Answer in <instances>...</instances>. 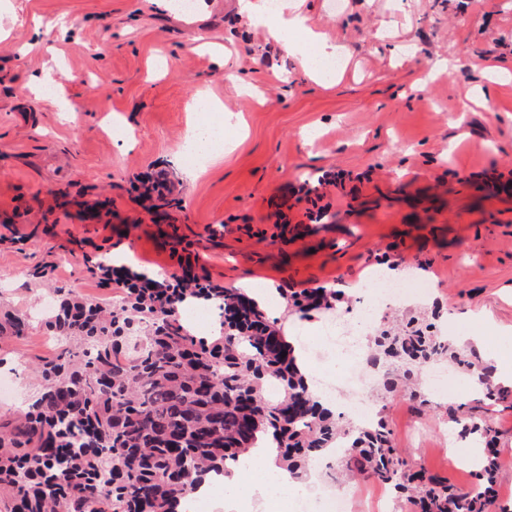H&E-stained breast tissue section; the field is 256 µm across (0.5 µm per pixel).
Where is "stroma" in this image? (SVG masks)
<instances>
[{"label": "stroma", "instance_id": "1", "mask_svg": "<svg viewBox=\"0 0 512 512\" xmlns=\"http://www.w3.org/2000/svg\"><path fill=\"white\" fill-rule=\"evenodd\" d=\"M280 0L342 49L335 74L304 70L237 0L162 13L153 0H0V302L26 316L0 337V414L39 390L61 342L41 300L118 304L96 266L220 288H356L383 264L431 292L382 322L432 311L475 335L482 363L512 333V0ZM216 112L193 108L196 95ZM233 120L192 162L199 124ZM166 187L148 206L147 178ZM374 394L407 460L461 491L475 484L450 439L448 403ZM499 503L512 502V402L493 415Z\"/></svg>", "mask_w": 512, "mask_h": 512}]
</instances>
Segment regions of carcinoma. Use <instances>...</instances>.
<instances>
[{
    "label": "carcinoma",
    "mask_w": 512,
    "mask_h": 512,
    "mask_svg": "<svg viewBox=\"0 0 512 512\" xmlns=\"http://www.w3.org/2000/svg\"><path fill=\"white\" fill-rule=\"evenodd\" d=\"M189 297L222 298V335L200 337L184 325L178 308ZM339 297L334 289L291 290L288 306L303 316L332 308ZM50 325L83 344L85 356L74 364L63 348L40 368L41 391L28 411L0 415V512H105L103 504L112 512H185L205 476L227 473L226 462L239 460L261 434L272 437L278 464L294 475L346 440L343 469L400 495L416 493L419 512H488L497 500L490 421L509 391L425 317L380 332L372 354L394 367L389 390L435 360L477 375L485 407L463 428L484 444V457L468 492L411 470L383 419L343 423L324 407L281 329L238 289L173 295L126 284L112 313L66 299ZM25 328L16 315L0 321V335L21 336ZM272 380L280 390L275 401L266 394Z\"/></svg>",
    "instance_id": "carcinoma-1"
}]
</instances>
